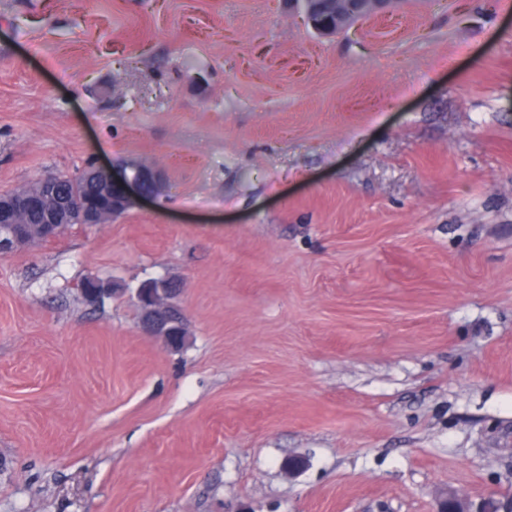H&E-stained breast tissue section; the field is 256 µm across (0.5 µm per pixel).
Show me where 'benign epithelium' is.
Segmentation results:
<instances>
[{
	"mask_svg": "<svg viewBox=\"0 0 512 512\" xmlns=\"http://www.w3.org/2000/svg\"><path fill=\"white\" fill-rule=\"evenodd\" d=\"M306 20L320 35H334L353 23L384 13L399 0H299ZM81 175L99 184L98 195L84 198L68 192L66 178L54 172L41 175L35 183L21 185L0 194V253L10 254L30 243L24 224L31 214L39 217L43 233L39 241H49L73 224H106L112 217L129 209L136 200L156 197L146 186L159 183L157 171L142 164L119 172L94 160L86 163ZM135 298L141 308L142 331L164 342L172 352L181 351L189 339L187 319L175 301L176 294L165 288L163 281H149L136 289ZM435 512H497L492 502L475 511L466 499L447 493Z\"/></svg>",
	"mask_w": 512,
	"mask_h": 512,
	"instance_id": "obj_1",
	"label": "benign epithelium"
}]
</instances>
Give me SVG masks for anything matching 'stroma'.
Instances as JSON below:
<instances>
[{
	"label": "stroma",
	"mask_w": 512,
	"mask_h": 512,
	"mask_svg": "<svg viewBox=\"0 0 512 512\" xmlns=\"http://www.w3.org/2000/svg\"><path fill=\"white\" fill-rule=\"evenodd\" d=\"M91 156L160 194L0 256V512H512V0H0V193ZM306 20L320 35H334L356 21L384 13L399 0H298ZM324 1H330L328 9ZM332 19H326V15ZM165 281H149L136 289L135 298L141 308L140 327L148 336L164 342L172 352L181 351L189 339L187 319L175 301L174 288ZM435 512H497V510L490 501L477 510H470L466 499L455 492H449L438 502Z\"/></svg>",
	"instance_id": "obj_1"
}]
</instances>
